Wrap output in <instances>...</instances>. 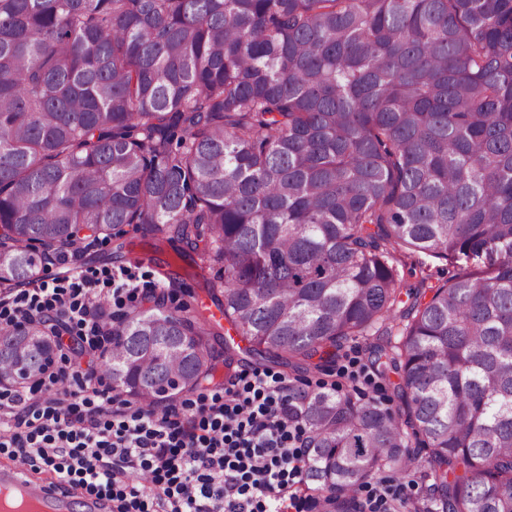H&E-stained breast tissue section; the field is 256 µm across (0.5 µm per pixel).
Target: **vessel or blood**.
<instances>
[{
  "label": "vessel or blood",
  "instance_id": "1",
  "mask_svg": "<svg viewBox=\"0 0 512 512\" xmlns=\"http://www.w3.org/2000/svg\"><path fill=\"white\" fill-rule=\"evenodd\" d=\"M20 485L41 501L45 512H105L104 501L82 495L74 490L52 487L50 481H32L16 464L0 465V486Z\"/></svg>",
  "mask_w": 512,
  "mask_h": 512
}]
</instances>
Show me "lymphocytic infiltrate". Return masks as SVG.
<instances>
[{
  "mask_svg": "<svg viewBox=\"0 0 512 512\" xmlns=\"http://www.w3.org/2000/svg\"><path fill=\"white\" fill-rule=\"evenodd\" d=\"M76 238L47 255L66 275L0 298V329L54 322L59 357L28 385L0 391V453L110 502L111 512H302L309 455L303 404L293 380L253 369L181 405L146 406L114 393L75 353L99 356L112 340L100 302L155 300L159 283L138 271L81 265ZM148 473L144 484L131 482ZM404 486L381 480L357 491L360 512H399Z\"/></svg>",
  "mask_w": 512,
  "mask_h": 512,
  "instance_id": "obj_1",
  "label": "lymphocytic infiltrate"
}]
</instances>
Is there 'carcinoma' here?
I'll return each instance as SVG.
<instances>
[{"mask_svg":"<svg viewBox=\"0 0 512 512\" xmlns=\"http://www.w3.org/2000/svg\"><path fill=\"white\" fill-rule=\"evenodd\" d=\"M0 228V291L86 229L173 247L229 350L367 340L393 396L302 391L325 512L412 461L438 512H512V0H0ZM395 253L490 261L407 288ZM101 318L113 388L214 381L201 313ZM52 352L0 332V378Z\"/></svg>","mask_w":512,"mask_h":512,"instance_id":"1","label":"carcinoma"}]
</instances>
